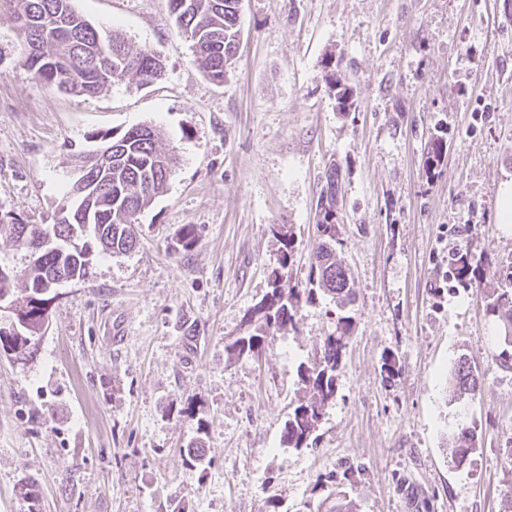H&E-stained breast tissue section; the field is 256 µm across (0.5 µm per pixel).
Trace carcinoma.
Here are the masks:
<instances>
[{"label": "carcinoma", "instance_id": "1", "mask_svg": "<svg viewBox=\"0 0 512 512\" xmlns=\"http://www.w3.org/2000/svg\"><path fill=\"white\" fill-rule=\"evenodd\" d=\"M17 17L27 18L19 28L24 49L22 66L40 80L60 91L77 96L95 97L113 82L135 77L143 85L162 77L164 63L147 49L132 50L119 32L101 33L73 7V0H20ZM170 15L176 27L193 42L195 63L213 82H223L228 66L236 54L240 36L241 0H168ZM329 93L341 112L357 109L355 89L348 76L335 67L326 76ZM102 147L112 149V171L104 174L101 184L88 181L72 184L61 218L56 224H28L12 211L0 206V226L12 225L0 236L29 248L39 237L51 236L66 241L80 223L103 225L102 235L93 247L106 252L126 253L138 243L134 224L137 215L148 208L164 192L174 158L162 152L151 127L142 125L114 139L101 136ZM445 144L440 136L430 139L426 147L424 167L430 176L441 165ZM339 178L336 168L326 173L316 224L318 242L310 257L305 287L289 285L294 260V233L284 224L271 226L280 247L276 267L271 272L269 291L244 315V330L228 338L224 346L228 356L254 357L265 351L267 339L285 330L297 329L298 314L304 303H312L324 294L336 301L340 314L335 329L317 345L314 353L297 366L298 383L303 395L297 399L285 420L280 443L286 448L309 445L324 411L334 404L336 372L342 354L354 332V317L345 309L356 301V292L348 268L338 254L343 246V221L337 208ZM456 287L479 288L488 279L500 286L486 296V312L496 325V350L491 359L497 367L512 373V343H506L507 330H512V261H494L487 257L475 260L469 251L460 250L453 258ZM87 252L48 246L32 263L25 288L16 291V275L0 268V300L8 305L21 303L16 326L0 332V350L23 351L40 335L46 319L51 291L64 278L83 279L89 274ZM481 387L480 376L471 359L462 355L455 361L450 385L452 400L473 397ZM480 447L474 427H463L455 435L450 455L460 468ZM502 496L512 512V450L504 463ZM317 512H358V504L339 491L336 503Z\"/></svg>", "mask_w": 512, "mask_h": 512}]
</instances>
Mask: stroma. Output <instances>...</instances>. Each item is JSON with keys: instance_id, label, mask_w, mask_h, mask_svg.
<instances>
[{"instance_id": "35a3bbf8", "label": "stroma", "mask_w": 512, "mask_h": 512, "mask_svg": "<svg viewBox=\"0 0 512 512\" xmlns=\"http://www.w3.org/2000/svg\"><path fill=\"white\" fill-rule=\"evenodd\" d=\"M74 6L160 56L164 73L63 93L20 65L18 3L0 0V206L53 223L75 155L100 133L151 126L177 164L138 217L136 248L95 252L86 278L55 289L32 348L0 355V512H308L340 489L359 512H502L512 374L491 359L482 294L447 276L461 249L512 257L496 204L512 181L504 0H242L221 83L195 65L168 0ZM337 58L356 89L350 114L326 85ZM435 134L446 151L429 177ZM332 164L356 326L335 402L296 450L280 445L296 367L334 330L335 302L303 305L260 359H228L224 346L269 289L271 225L291 226L292 279L304 278ZM188 224L198 239L184 250ZM463 354L481 390L454 402ZM464 426L481 446L459 469L449 450ZM197 440L201 469L184 463Z\"/></svg>"}]
</instances>
